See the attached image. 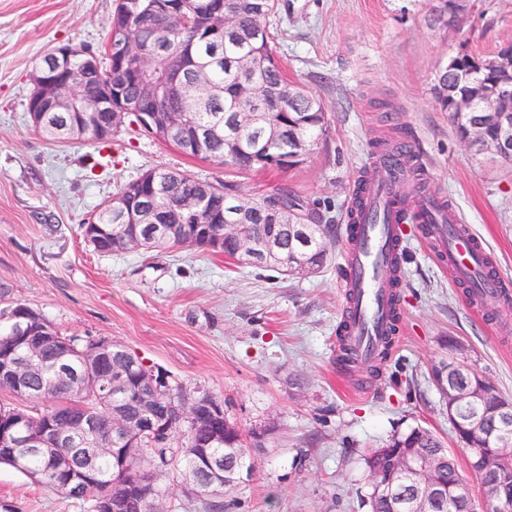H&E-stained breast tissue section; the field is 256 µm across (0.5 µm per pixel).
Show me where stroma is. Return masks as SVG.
<instances>
[{"label": "stroma", "instance_id": "obj_1", "mask_svg": "<svg viewBox=\"0 0 512 512\" xmlns=\"http://www.w3.org/2000/svg\"><path fill=\"white\" fill-rule=\"evenodd\" d=\"M115 0H0V313L22 304L60 332L106 336L170 371L187 392L224 403L243 435L261 433L253 470L224 493V512H368L364 458L421 425L442 436L469 476L433 371L452 348L512 400V313L486 323L463 287L435 264L419 225H406L397 339L379 376L353 394L336 360L346 311L340 281L345 213L373 144L402 129L426 191L453 205L512 278V161L472 157L434 102L438 70L460 44L492 53L512 42V0H477L449 23L429 0H278L270 32L291 81L323 103L326 133L288 171L250 172L189 157L125 126L105 142L54 143L28 115L32 76L52 48L103 53ZM396 108L385 121L381 104ZM111 165L93 168L98 152ZM172 167L211 183L235 181L257 198L285 186L330 204L325 266L288 277L185 245L163 255L89 246L81 226L121 185ZM19 512H85L19 471L0 466V503Z\"/></svg>", "mask_w": 512, "mask_h": 512}]
</instances>
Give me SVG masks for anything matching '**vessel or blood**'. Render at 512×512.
Returning <instances> with one entry per match:
<instances>
[{
	"mask_svg": "<svg viewBox=\"0 0 512 512\" xmlns=\"http://www.w3.org/2000/svg\"><path fill=\"white\" fill-rule=\"evenodd\" d=\"M400 180L397 163L380 165L378 177L364 190L363 205L346 250L341 286L354 298L342 334L345 346L368 363L389 331L392 244L404 225L432 221L434 233L428 242L452 279L472 288L477 301L486 305L512 303V282L491 272L486 252L474 237L446 224L440 196L422 192L411 202H401Z\"/></svg>",
	"mask_w": 512,
	"mask_h": 512,
	"instance_id": "b4317fda",
	"label": "vessel or blood"
}]
</instances>
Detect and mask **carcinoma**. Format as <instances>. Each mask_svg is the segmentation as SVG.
<instances>
[{
	"instance_id": "1",
	"label": "carcinoma",
	"mask_w": 512,
	"mask_h": 512,
	"mask_svg": "<svg viewBox=\"0 0 512 512\" xmlns=\"http://www.w3.org/2000/svg\"><path fill=\"white\" fill-rule=\"evenodd\" d=\"M143 0H118L112 14V37L126 44H133L141 51L157 56L152 77L161 78L168 73L177 78L180 92L176 96H164L153 103L155 112L180 110L184 113L185 137L171 141L170 146L184 155L211 160L221 165L239 169L266 172L268 168L256 161V156L267 151L282 152L290 156L295 151L310 150L313 143L324 135L328 128V114L321 100L299 88L288 80V75L277 54L269 32V18L275 14L276 0H224V10L234 16V22L221 28L210 26V12L214 0H198L190 13L180 8V0H164L170 5L169 21L162 27L140 24V12L131 9ZM138 62L133 56L123 64L112 63V69L105 70L99 77L112 80V87L121 88L122 99H113L118 107L132 104L138 97L137 83L132 79L129 66ZM69 71L74 86V94L79 96L87 90L85 72L80 59L73 58ZM456 80L466 87L474 83L487 84L491 75L486 71H465L456 74ZM448 72L441 69L435 77V103L440 111H448L447 95ZM237 112H265L271 122L288 114L294 130L288 139L272 142L262 126L242 128L237 136L242 150L233 158L224 157V138L233 125V115ZM69 115L54 112L49 125L42 129L47 136L56 139H72L74 135L63 129ZM205 127L210 134L206 151L202 154L189 147L186 137L192 130ZM374 148L379 157L392 154L413 160L411 151L402 142L389 145L377 142ZM158 182V202L174 201L199 190L201 181L176 169H155ZM212 188L200 218H206L209 211L224 214V223L232 225L231 234L216 247L210 242H200L199 246L222 252L230 258H241L238 242L261 233L275 237L284 247L282 253L271 258L266 267L285 275L287 271L306 263L320 269L327 260L329 227L322 224L325 214L321 202L304 204L286 187L276 189L263 197L253 199L238 194L229 183H206ZM253 205L252 219L247 224H239L235 219L236 201ZM128 230L126 224H112V234L102 236L95 250L101 254L113 252L112 240L121 237ZM142 250L164 253L178 247L179 231L164 240L140 232ZM399 295L391 293L392 325L385 336V344L380 351L379 361L372 364L370 373L378 372L384 362L397 331V305ZM19 337L13 324L0 327V353L17 347ZM104 370L116 375H124L126 388L116 394L98 384L83 379L70 380L60 385L47 384L45 391L38 388L39 380H32V400L26 404L27 413L44 419L62 420L67 411L66 405L74 402L88 412H103L116 402L126 407L129 414L142 412V402L153 401L157 406L178 400L185 389L176 381L167 391H157L140 383L138 371L129 368L127 349L119 346L112 350V356L105 360ZM180 437H149L143 441L142 458L133 466L120 469L115 459L102 456L97 459L98 479L87 484L76 485L67 477L54 473L56 462L68 466L75 465L74 448L59 446L53 449L52 456L46 458L32 453L27 456L23 473L35 482L67 498L86 503L87 512H100V505L123 495L131 485L137 483L144 468H152L160 474L176 464L179 459L186 461L188 471H193L191 455L192 442L206 440L200 430L187 424L178 425ZM388 443L393 448H411L428 455H446L445 442L432 431L423 427H412L406 432L392 435ZM253 445L248 443L238 427L229 419H224V444L213 449V453L231 469L243 467L252 470L251 453ZM220 488L205 485L194 486L189 498L199 501L205 512H224V502L215 501L212 495ZM397 497L370 490L363 503L369 512H410L402 505L393 507ZM428 512H476L475 500H455L428 502Z\"/></svg>"
}]
</instances>
